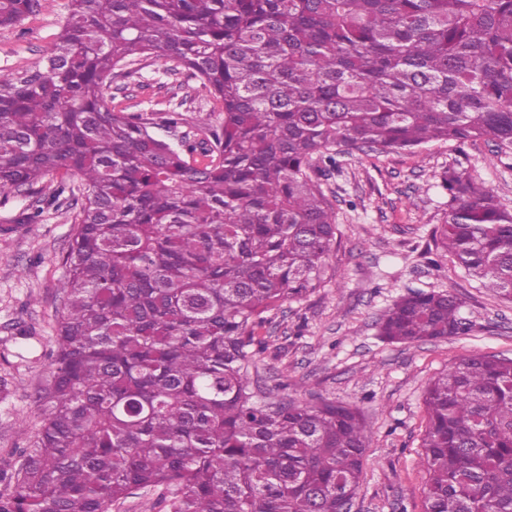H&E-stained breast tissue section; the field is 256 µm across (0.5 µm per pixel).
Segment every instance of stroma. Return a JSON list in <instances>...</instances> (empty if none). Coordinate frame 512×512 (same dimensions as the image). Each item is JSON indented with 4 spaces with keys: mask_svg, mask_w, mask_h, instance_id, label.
Here are the masks:
<instances>
[{
    "mask_svg": "<svg viewBox=\"0 0 512 512\" xmlns=\"http://www.w3.org/2000/svg\"><path fill=\"white\" fill-rule=\"evenodd\" d=\"M69 0H41L35 14L0 28V70H22L50 54ZM121 104L132 112L166 109L184 98L195 124L219 108L199 78L168 76L146 59L128 80ZM482 179L512 209V154L486 142H436L416 153L346 159L328 180L336 200V240L321 288L269 312L267 351L251 379L272 388L287 382L299 403L326 399L356 407L372 432L351 512H423L426 473L422 438L427 384L479 354L512 358V303L479 288L445 252L433 230L448 208L439 174L446 168ZM39 190L0 192V452L27 447L21 427L37 429L34 393L49 379L50 339L64 256L75 232L67 214L45 208L43 221L22 220ZM449 291L460 297L472 331L411 345L383 340L376 323L400 296Z\"/></svg>",
    "mask_w": 512,
    "mask_h": 512,
    "instance_id": "stroma-1",
    "label": "stroma"
}]
</instances>
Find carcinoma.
Segmentation results:
<instances>
[{
    "mask_svg": "<svg viewBox=\"0 0 512 512\" xmlns=\"http://www.w3.org/2000/svg\"><path fill=\"white\" fill-rule=\"evenodd\" d=\"M70 2L50 56L0 70V192L80 175L25 217L63 206L77 228L41 426L0 458V512H110L136 491L165 492L163 512H340L370 428L347 405L258 397V330L324 281L321 177L341 157L512 150V0ZM39 7L0 0V27ZM147 56L198 77L221 123L109 106ZM439 180L437 244L512 302V211L454 168ZM461 308L410 293L379 335L456 336ZM423 402L424 512H512V359H463Z\"/></svg>",
    "mask_w": 512,
    "mask_h": 512,
    "instance_id": "carcinoma-1",
    "label": "carcinoma"
}]
</instances>
